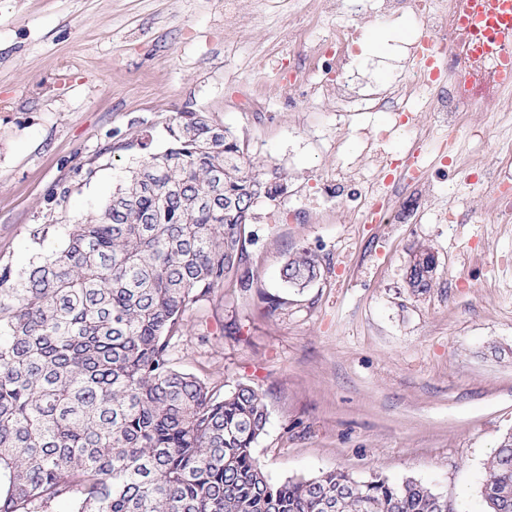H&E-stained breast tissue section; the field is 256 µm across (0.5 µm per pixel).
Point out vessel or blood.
I'll return each instance as SVG.
<instances>
[{"instance_id":"b4317fda","label":"vessel or blood","mask_w":512,"mask_h":512,"mask_svg":"<svg viewBox=\"0 0 512 512\" xmlns=\"http://www.w3.org/2000/svg\"><path fill=\"white\" fill-rule=\"evenodd\" d=\"M463 22L456 45L465 50L469 39L481 42L498 61L500 86L512 87V0H453Z\"/></svg>"}]
</instances>
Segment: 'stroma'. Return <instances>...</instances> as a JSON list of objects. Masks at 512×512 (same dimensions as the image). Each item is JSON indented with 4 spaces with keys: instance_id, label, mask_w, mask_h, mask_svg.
<instances>
[{
    "instance_id": "35a3bbf8",
    "label": "stroma",
    "mask_w": 512,
    "mask_h": 512,
    "mask_svg": "<svg viewBox=\"0 0 512 512\" xmlns=\"http://www.w3.org/2000/svg\"><path fill=\"white\" fill-rule=\"evenodd\" d=\"M348 0H0V265L24 268L61 242L60 229L98 213L138 159L143 135L170 148L180 112L207 113L247 145L284 196L259 197L247 226L251 288L197 303L172 341L175 368L230 394L248 385L268 420L253 454L275 482L342 470L367 481L413 478L450 512H482L485 464L512 432V223L486 194L448 174L477 173L512 146V112L470 114L488 137L434 127L410 113L340 112L336 97L291 90L289 29L313 14L328 36ZM354 83L410 81L407 47L425 28L413 13L385 20L383 44L359 21ZM261 103L248 111L242 95ZM416 148L429 169L413 224H358L354 206L386 196L391 158ZM352 178V196L336 193ZM68 199H61V191ZM471 206L477 224H441ZM53 232L40 235L42 225ZM438 262L418 293L407 273L418 245ZM306 248L320 277L297 290L280 278Z\"/></svg>"
}]
</instances>
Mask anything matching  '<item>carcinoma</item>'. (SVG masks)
Instances as JSON below:
<instances>
[{
	"label": "carcinoma",
	"instance_id": "carcinoma-1",
	"mask_svg": "<svg viewBox=\"0 0 512 512\" xmlns=\"http://www.w3.org/2000/svg\"><path fill=\"white\" fill-rule=\"evenodd\" d=\"M168 132L173 146L146 154L59 251L20 274L0 266V512H440L412 478L273 482L253 454L260 395L221 396L173 366L193 306L251 287L252 203L279 186L205 112L178 113ZM433 261L414 251L409 287H432ZM280 275L301 290L319 263L299 249ZM506 487L512 433L485 465L487 512H512Z\"/></svg>",
	"mask_w": 512,
	"mask_h": 512
}]
</instances>
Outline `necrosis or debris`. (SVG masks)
<instances>
[{"instance_id":"necrosis-or-debris-1","label":"necrosis or debris","mask_w":512,"mask_h":512,"mask_svg":"<svg viewBox=\"0 0 512 512\" xmlns=\"http://www.w3.org/2000/svg\"><path fill=\"white\" fill-rule=\"evenodd\" d=\"M397 15L415 12L424 22L432 41V50L442 56L446 76L435 77L418 69L412 85L400 84L382 90L353 94L349 91V69L352 47L358 35L357 20L373 8ZM458 29L456 12L441 7L438 0H350V18L337 23L329 47L310 52L305 47L307 28L298 27L288 36V56L293 63L292 79L303 97L325 93L336 96L340 112H394L404 114L421 110L434 113L440 122L455 125L460 114L473 110L475 101H492L498 91L493 87L471 93L454 82L462 72L492 75L493 58H473L459 53L452 46ZM485 186L501 223H512V166L503 165L484 172L478 180Z\"/></svg>"}]
</instances>
